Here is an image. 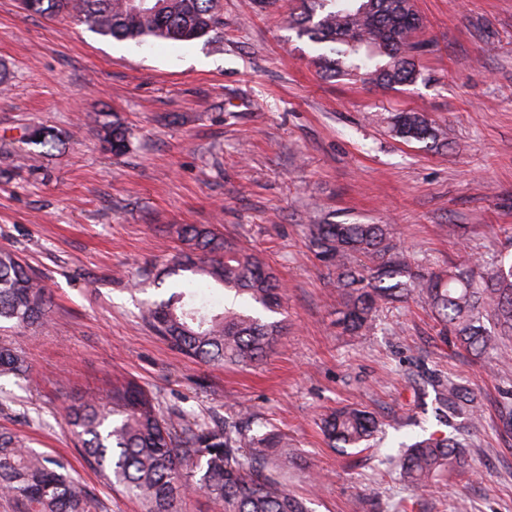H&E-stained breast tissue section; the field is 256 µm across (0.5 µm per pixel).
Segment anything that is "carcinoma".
Wrapping results in <instances>:
<instances>
[{
    "label": "carcinoma",
    "instance_id": "1",
    "mask_svg": "<svg viewBox=\"0 0 512 512\" xmlns=\"http://www.w3.org/2000/svg\"><path fill=\"white\" fill-rule=\"evenodd\" d=\"M36 14L66 13L92 30L138 46L208 40L224 32L221 0H24ZM416 10L413 0H299L288 14V29L307 37L324 52L321 72L382 88L408 86L420 76L422 45L405 39ZM392 134L428 151L445 146L444 132L421 112L392 117ZM105 141L115 154L128 149L126 131L114 125ZM185 250L164 276L189 272L234 292L242 302L216 312L206 304L183 301L184 293L146 304L150 326L183 354L207 363L249 365L261 360L282 335L270 321L280 296L273 275L251 254L215 229L182 228ZM316 256L336 267V288L343 298L338 323L350 333L367 334L381 302L420 297L442 326L466 351L479 356L512 342V259L468 263L426 274L393 242L386 224H313ZM364 255L373 267L352 265ZM52 298L30 268L11 250L0 249V376L26 375L28 365L6 332L45 327ZM448 413L473 422L477 394L448 383L443 400ZM65 419L81 443L88 463L112 485L137 499L144 512H178L187 490L205 494L224 512H307L274 475L294 460L286 438L274 429L261 434L235 422L224 426L195 423L174 427L152 395L127 382L102 401L81 395L67 406ZM376 429L370 412L345 407L323 420L333 448H360ZM460 445L434 437L407 446L403 477L425 487L443 469L462 466ZM0 493L21 502L24 512H98V503L61 461L30 448L17 433L0 431Z\"/></svg>",
    "mask_w": 512,
    "mask_h": 512
}]
</instances>
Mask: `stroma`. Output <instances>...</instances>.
<instances>
[{"instance_id": "obj_1", "label": "stroma", "mask_w": 512, "mask_h": 512, "mask_svg": "<svg viewBox=\"0 0 512 512\" xmlns=\"http://www.w3.org/2000/svg\"><path fill=\"white\" fill-rule=\"evenodd\" d=\"M219 42L133 49L71 18L0 0V248L17 253L55 304L48 329L13 336L28 376L0 377V427L66 460L100 512H142L83 457L64 409L133 381L180 425L250 419L297 450L280 479L310 512H512V445L499 409L504 359L439 336L424 303L381 305L370 336L336 323L335 268L312 224H389L416 264L445 269L512 253V0H414L427 49L410 86L322 76L314 45L273 13L222 0ZM424 113L446 133L427 151L392 135V113ZM129 132L126 153L103 141ZM53 131L52 144L25 130ZM186 224H208L277 278L283 333L247 367L185 357L142 319ZM481 397L475 424L449 419L441 383ZM357 404L376 419L366 448L334 449L319 423ZM451 436L466 453L418 489L395 461L403 444Z\"/></svg>"}]
</instances>
